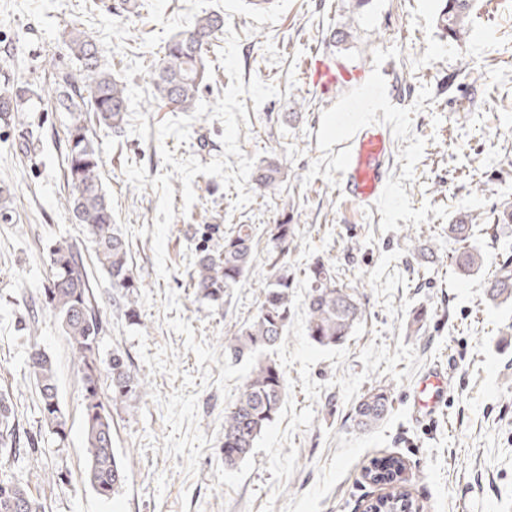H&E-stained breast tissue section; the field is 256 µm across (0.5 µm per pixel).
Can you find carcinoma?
<instances>
[{
	"instance_id": "obj_1",
	"label": "carcinoma",
	"mask_w": 512,
	"mask_h": 512,
	"mask_svg": "<svg viewBox=\"0 0 512 512\" xmlns=\"http://www.w3.org/2000/svg\"><path fill=\"white\" fill-rule=\"evenodd\" d=\"M471 0H446L439 20L448 36L460 37L465 31ZM224 27V18L208 14L193 27L174 35L152 77L153 99L165 105L188 108L196 99L206 78L203 60ZM80 63L79 73L61 76V106L69 113L65 177L71 186L66 208L74 223L86 229L94 247L97 267L110 280L118 304L130 320H137L136 298L142 284L136 279L128 259V245L112 224V208L101 180L102 160L96 142L89 135L85 113L96 115L98 123L114 130L122 128L128 112L125 87L112 79L104 66L96 42L76 33L69 44ZM28 103L17 90L0 94V112H19ZM281 167L270 159L254 174L256 190L263 194L280 191ZM471 224L463 215L448 225V236L464 240ZM295 236V225L272 224L267 229L265 265L269 276L260 281V303L253 319L242 325L224 342V359L230 362L253 361L236 400L224 410V465L230 469L248 458L264 431L278 416L284 395L285 379L268 352L283 339L291 318V289L288 246ZM253 224H232L224 232V245L216 250L204 248L196 255L191 287L203 299L218 305L231 299L254 261ZM483 257L476 249H465L456 257L459 270L481 268ZM51 276L44 288L46 307L60 321L84 387L83 433L90 459L86 478L101 497L109 498L126 482V470L112 442L110 407L131 406L147 395V383L130 369L128 357L119 350L101 359L99 336L103 322L94 305L92 281L80 250L64 241L50 250ZM307 336L321 347H336L351 336L363 317L361 303L353 289L337 281L331 267L321 261L308 267ZM486 296L495 304L512 302V260H506L485 283ZM30 375L38 391L40 427L64 439L67 419L58 395L57 372L51 357L37 345L29 353ZM106 371L111 379L109 392H100L93 371ZM391 409V392L374 388L354 407L352 422L360 430L377 426ZM13 403L8 392H0V454L17 452ZM404 467L401 458L390 456L382 464L367 469V476L388 487L382 495L386 512L400 508L417 512L410 493L397 485ZM0 512H44L34 498L24 475L0 474Z\"/></svg>"
}]
</instances>
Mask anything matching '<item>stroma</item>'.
I'll return each mask as SVG.
<instances>
[{
  "label": "stroma",
  "instance_id": "35a3bbf8",
  "mask_svg": "<svg viewBox=\"0 0 512 512\" xmlns=\"http://www.w3.org/2000/svg\"><path fill=\"white\" fill-rule=\"evenodd\" d=\"M445 0H0V88L32 107L0 117V187L12 218L0 221V390L12 393L29 486L45 512H364L382 486L364 479L373 460L400 457L420 512H512V304L492 305L484 281L512 248V0H473L467 31L451 38ZM217 13L224 28L205 55L210 74L194 105L158 107L151 78L165 44ZM349 30L345 44L331 34ZM83 32L103 49L129 97L121 131L94 126L112 219L142 288L138 323L94 272L104 331L101 356L120 350L149 385L134 407L112 411V440L128 479L98 496L86 479L84 389L59 321L46 307L49 250L94 254L65 206L68 113L59 76L78 62ZM363 72L381 92L370 114L391 131L389 200L341 193L345 140L335 115L355 87L324 98L304 68L312 50ZM282 164L281 191L255 190L263 159ZM475 218L466 242L448 235ZM232 224L255 225V266L215 307L190 286L195 251L223 246ZM269 224H291L292 316L270 351L286 381L283 407L236 468L224 466V409L251 362L224 359V341L257 312L256 279ZM429 247L412 254V243ZM484 264L462 275L461 246ZM333 264L365 309L348 341L308 338L306 272ZM53 360L67 436L40 429L28 355ZM446 375L437 412L413 417L420 379ZM388 387L392 409L375 429L351 414L369 390Z\"/></svg>",
  "mask_w": 512,
  "mask_h": 512
}]
</instances>
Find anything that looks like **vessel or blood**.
<instances>
[{
    "label": "vessel or blood",
    "instance_id": "vessel-or-blood-1",
    "mask_svg": "<svg viewBox=\"0 0 512 512\" xmlns=\"http://www.w3.org/2000/svg\"><path fill=\"white\" fill-rule=\"evenodd\" d=\"M307 75L323 96H331L337 87L358 83L362 73L349 71L326 57H316L307 64ZM344 127L349 128L348 151L342 164L343 192L357 202H372L380 198L390 172V133L380 123L356 118L354 107H346ZM444 395V375L441 370L429 372L421 382L414 401L417 416H430Z\"/></svg>",
    "mask_w": 512,
    "mask_h": 512
}]
</instances>
